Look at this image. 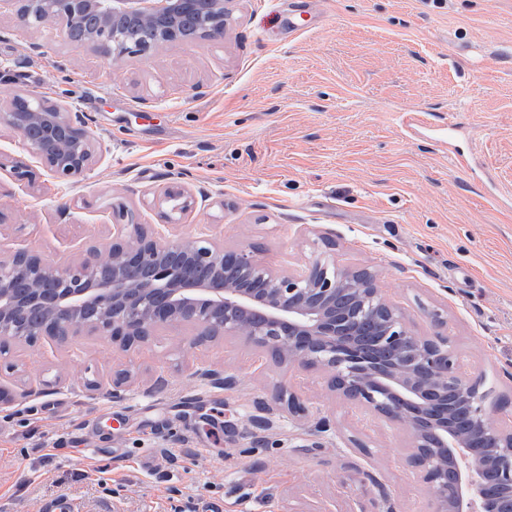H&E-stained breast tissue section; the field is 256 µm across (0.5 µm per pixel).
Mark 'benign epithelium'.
<instances>
[{"label":"benign epithelium","instance_id":"obj_1","mask_svg":"<svg viewBox=\"0 0 512 512\" xmlns=\"http://www.w3.org/2000/svg\"><path fill=\"white\" fill-rule=\"evenodd\" d=\"M233 0H205L204 34L224 31ZM200 0H27L17 23L55 21L87 28L81 42L112 61L145 52L135 32H156L154 45L190 42L184 21ZM6 124L30 157L56 178L91 170L98 145L83 116L61 102L16 94ZM171 211L194 204L174 183L163 191ZM26 249L0 258V337L29 342L50 336L110 337L129 351L166 327H191L212 340L239 338L288 368L333 373L331 388L373 415L404 425L409 456L420 469L428 512H512V429L492 423L481 379L468 370L446 336L414 334L384 297L377 274L336 266L318 256L304 268L274 270L248 248L176 233L158 240L142 224L112 225V242L90 259L60 265ZM44 312L42 325L23 326L19 311ZM275 406L259 402L251 434L265 440L277 416L307 408L284 384ZM377 489L370 509L394 512L390 494L371 471L350 464Z\"/></svg>","mask_w":512,"mask_h":512}]
</instances>
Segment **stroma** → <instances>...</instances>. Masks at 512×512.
<instances>
[{
  "instance_id": "stroma-1",
  "label": "stroma",
  "mask_w": 512,
  "mask_h": 512,
  "mask_svg": "<svg viewBox=\"0 0 512 512\" xmlns=\"http://www.w3.org/2000/svg\"><path fill=\"white\" fill-rule=\"evenodd\" d=\"M17 8L0 0V113L37 91L83 114L101 150L63 181L0 127V257L82 259L111 241L120 204L155 236L251 248L276 270L301 269L327 236L337 266L376 271L416 335L447 336L492 380V416L512 427V0H234L223 36L114 63L60 26H18ZM21 161L24 190L10 176ZM174 182L195 204L172 226L158 199ZM207 368L234 385L204 382ZM330 379L184 328L127 352L86 335L2 342L0 512L65 497L77 512H355L375 490L353 462L397 512H427L407 430ZM284 382L311 417L277 420L254 444L256 404ZM321 413L335 429L305 450ZM349 468L359 475L364 482H369L372 486L377 489L376 495L371 500V508L367 510L365 508L355 512H393L394 506L390 494L386 490L385 486L379 481V479L371 471L362 468L360 465L351 463Z\"/></svg>"
}]
</instances>
